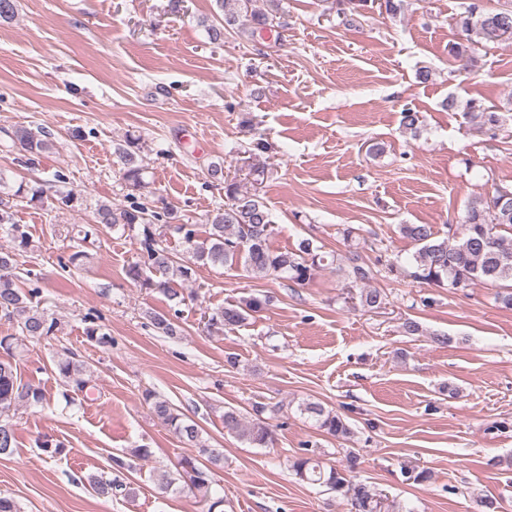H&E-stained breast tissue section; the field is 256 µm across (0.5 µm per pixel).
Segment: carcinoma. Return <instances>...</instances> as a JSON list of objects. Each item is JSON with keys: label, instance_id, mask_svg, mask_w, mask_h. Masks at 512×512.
<instances>
[{"label": "carcinoma", "instance_id": "cac0c4a2", "mask_svg": "<svg viewBox=\"0 0 512 512\" xmlns=\"http://www.w3.org/2000/svg\"><path fill=\"white\" fill-rule=\"evenodd\" d=\"M373 2L388 14L396 15L402 8V0H340L355 12L367 2ZM268 9L255 8L254 0H216L221 13L218 22L207 26L211 42H224V35L242 32L250 37L264 32L280 40L275 25L278 0H268ZM512 25V3L506 0L497 9L491 10L472 0L464 13L455 20L459 29V41L452 44L450 53L459 63V69L468 70L474 63L472 45L481 42L501 40L503 25ZM466 117L476 128L492 130L499 126L501 116L491 106L478 100H469L465 105ZM13 142L23 151L41 155L54 148L51 134L41 126L18 127L13 133ZM114 154L121 164L122 178L133 190L145 187L146 167L139 146V140L128 138L114 146ZM211 183L224 188V204L211 211L206 217L207 236L199 238L191 224H169L167 228L180 234L186 256L178 257L169 253L160 244L162 231L156 221L172 212L162 207L158 212L143 203H132L128 207L100 202L94 210V223L83 230V237L74 245L70 263L84 257L81 244L104 226H120L134 232L137 245V260L129 265L128 277L140 287L156 290L174 305L182 302L181 293L173 287L177 281H188L195 274V265L222 266L227 269L242 267L255 276L286 275L297 284L310 281L316 269L325 261L318 253V247L310 239L302 240L292 251L278 252L270 247L274 231L271 213L258 194L245 188L237 177L224 174V164L211 163L207 167ZM0 229L12 241L9 249L0 248V313L13 317L23 336L36 341L54 334L57 318L28 305L38 294V289L24 291L16 284L14 273L16 255L29 246V235L25 225L13 221V215L0 209ZM403 237L417 246L410 269L405 274L416 281L436 287L448 286L464 290L478 283L495 285V303L512 310V191L499 188L490 197H477L466 206L463 223L456 231L444 237L439 236L431 224H401ZM353 283L364 284L373 276L371 267L361 263L358 253L347 257ZM363 307L379 309L385 304V295L376 288H362L358 294ZM266 301L257 297L244 299L237 304L224 306L208 316L207 327L216 332L226 328L241 327L248 316L261 311ZM181 311L174 314L152 312L149 319L158 333L170 339L182 335L179 324ZM85 335L89 341L101 348L112 347V336L88 318ZM11 336L0 338V348L7 357L0 358V455H9L16 445V428L9 412L23 404L40 403L44 400L41 389L22 382L18 378L12 359ZM58 375L77 392H84L89 384L84 362L70 352L54 360ZM152 414L164 425L170 427L195 453L182 456L172 473L164 474L158 487L166 492L179 484L190 490L208 492L212 469L221 465L224 454L218 448L208 447L201 439L198 425L178 412L167 399L148 390L144 394ZM266 411L263 405L253 406L255 418L244 422V415L236 408L224 409V430L235 435L250 446L267 448L273 444V432L262 420ZM327 433L347 438L351 434L349 424L338 414L326 409L318 402L302 406ZM356 466V457L346 459L344 468L329 469L309 457H299L292 463V470L302 481L325 486L337 495L350 501L354 512H381L382 501L368 484L356 482L350 472ZM89 483L102 497L123 495L135 496L134 488L117 478L91 475Z\"/></svg>", "mask_w": 512, "mask_h": 512}]
</instances>
